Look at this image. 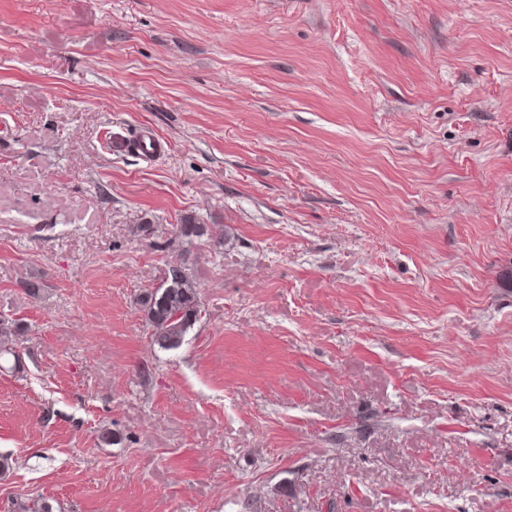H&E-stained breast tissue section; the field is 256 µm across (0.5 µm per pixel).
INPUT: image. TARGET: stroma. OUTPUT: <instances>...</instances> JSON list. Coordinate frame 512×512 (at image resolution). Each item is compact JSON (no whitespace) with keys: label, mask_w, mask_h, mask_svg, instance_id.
Listing matches in <instances>:
<instances>
[{"label":"stroma","mask_w":512,"mask_h":512,"mask_svg":"<svg viewBox=\"0 0 512 512\" xmlns=\"http://www.w3.org/2000/svg\"><path fill=\"white\" fill-rule=\"evenodd\" d=\"M0 318V512H512V0H0ZM166 145L167 143L148 127L128 137L112 131L105 135V147L112 155H136L144 161L154 160L164 151ZM178 274H174L178 271ZM171 267L163 282L138 298L144 319L151 330L149 339L161 350L182 345L187 332L198 320L200 298L187 265Z\"/></svg>","instance_id":"obj_1"}]
</instances>
